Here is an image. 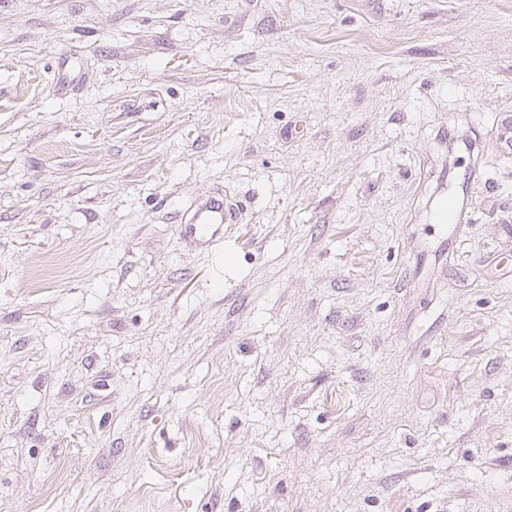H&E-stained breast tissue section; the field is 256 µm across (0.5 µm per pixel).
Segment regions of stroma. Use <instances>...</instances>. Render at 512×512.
Segmentation results:
<instances>
[{
    "label": "stroma",
    "mask_w": 512,
    "mask_h": 512,
    "mask_svg": "<svg viewBox=\"0 0 512 512\" xmlns=\"http://www.w3.org/2000/svg\"><path fill=\"white\" fill-rule=\"evenodd\" d=\"M505 110L512 0H0V512H512ZM456 159L454 166L448 168V193L442 194L435 202V220L441 232L451 242L456 239L466 224H474L473 199L482 182L478 163L464 168L462 176L457 173ZM240 220V207L231 203L226 193L217 192L186 213L183 222L177 225L178 236L184 242L212 246L220 241L224 224Z\"/></svg>",
    "instance_id": "obj_1"
}]
</instances>
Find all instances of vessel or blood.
<instances>
[{
    "instance_id": "1",
    "label": "vessel or blood",
    "mask_w": 512,
    "mask_h": 512,
    "mask_svg": "<svg viewBox=\"0 0 512 512\" xmlns=\"http://www.w3.org/2000/svg\"><path fill=\"white\" fill-rule=\"evenodd\" d=\"M481 182L478 166L464 171L448 170V191L435 202V219L448 240H455L463 226L473 223V199ZM241 210L219 192L199 203L188 212L178 226L180 240L211 246L220 241L225 225L240 222Z\"/></svg>"
}]
</instances>
